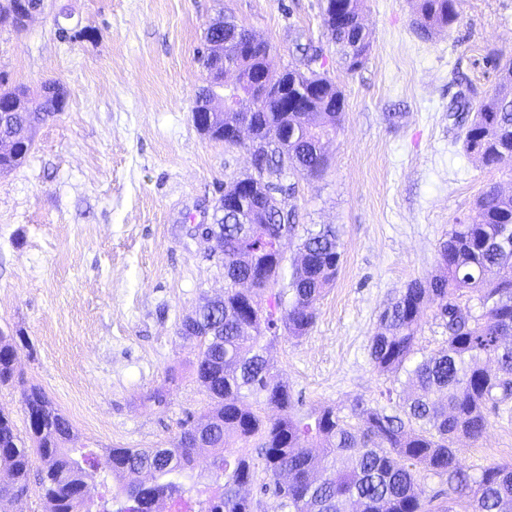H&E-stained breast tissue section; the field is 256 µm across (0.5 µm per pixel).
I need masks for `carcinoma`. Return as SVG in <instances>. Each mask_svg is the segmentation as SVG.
<instances>
[{
    "mask_svg": "<svg viewBox=\"0 0 512 512\" xmlns=\"http://www.w3.org/2000/svg\"><path fill=\"white\" fill-rule=\"evenodd\" d=\"M334 15L322 9L323 24L336 53L353 72L367 56L370 40L362 20V0H341ZM462 0H413L417 25L429 37L452 27ZM13 0H0V28L19 34L8 21ZM306 70H271V44L256 32L220 17L206 30L198 61L207 72L194 105L210 97L213 82L232 72L239 103L256 106L246 125L247 139L225 131L243 121L229 113L203 133L226 146H243L254 172L224 187L213 207L224 239L210 246L224 268V293L204 297L182 319L178 334L195 338L200 351L196 381L210 407L191 414L171 448H110L98 454L75 444L68 421L42 389L25 394L27 438L0 412V512L25 495L34 480L45 512H155L169 500L173 512L186 503L195 512H257L242 489L264 475L270 491L288 512H512V464H491L470 477L464 469L463 440L476 441L490 414L512 409V194L491 185L473 213L448 225L437 251L435 272L414 279L379 315L371 336L373 368L394 376L395 406L355 400L348 413L333 406L304 407L276 380L268 357L281 335L300 338L316 320V303L336 279L342 243L330 224L299 230L297 213L276 196L273 182L289 171L320 177L328 166L326 145L340 129L344 96L316 70L317 49L299 44ZM499 73L491 92L479 97L468 88L456 96L449 116L463 145L490 168H512V58L488 59ZM5 95L22 100V112L0 115V173L23 163L35 145L39 125L65 108L58 82L33 91L16 85ZM243 190L245 224L224 215V197ZM297 263L288 282L281 278L286 249ZM435 303L447 333L443 347L416 359L423 308ZM15 347L0 334V386L14 374ZM405 374L400 379L399 374ZM258 440L257 454L244 451ZM44 467L31 475L26 443ZM212 450L216 488L188 487L198 445ZM239 450L232 451V445ZM112 476L116 490L106 498L85 480L86 468ZM151 476L146 484L141 476ZM437 477L444 486L428 499L420 483Z\"/></svg>",
    "mask_w": 512,
    "mask_h": 512,
    "instance_id": "cac0c4a2",
    "label": "carcinoma"
}]
</instances>
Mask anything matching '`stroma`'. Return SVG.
<instances>
[{
    "instance_id": "stroma-1",
    "label": "stroma",
    "mask_w": 512,
    "mask_h": 512,
    "mask_svg": "<svg viewBox=\"0 0 512 512\" xmlns=\"http://www.w3.org/2000/svg\"><path fill=\"white\" fill-rule=\"evenodd\" d=\"M322 0H52L22 35L0 30L10 84L59 81L67 105L40 127L22 165L0 174V331L16 348L0 412L26 434L24 395L43 389L80 443L166 448L209 400L193 374L198 347L177 328L224 272L195 234L219 186L250 171L249 154L192 121L207 23L224 16L274 47V70L320 47L345 98L344 121L319 178L286 174L300 226L335 225L334 283L307 335L279 338L274 372L306 405L384 402L390 377L369 345L387 302L432 271L454 217L472 213L512 172L484 167L448 117L464 74L478 94L512 55V0H463L452 28H416L411 0H363L371 46L347 71L323 24ZM67 14L60 39L56 14ZM166 402H149L153 391ZM470 475L512 463V421L489 416L462 444Z\"/></svg>"
}]
</instances>
